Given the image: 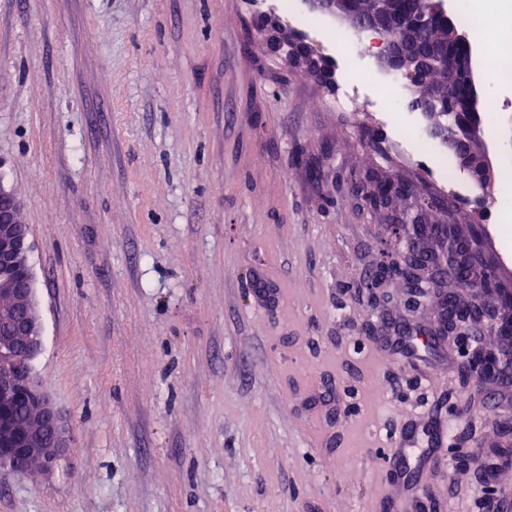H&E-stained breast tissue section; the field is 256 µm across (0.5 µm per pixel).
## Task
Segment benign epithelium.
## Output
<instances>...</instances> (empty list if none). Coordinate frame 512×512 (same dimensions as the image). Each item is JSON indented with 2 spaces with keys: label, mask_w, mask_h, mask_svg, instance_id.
<instances>
[{
  "label": "benign epithelium",
  "mask_w": 512,
  "mask_h": 512,
  "mask_svg": "<svg viewBox=\"0 0 512 512\" xmlns=\"http://www.w3.org/2000/svg\"><path fill=\"white\" fill-rule=\"evenodd\" d=\"M309 8L337 16L379 36L378 62L407 79L417 89L413 106L432 118L431 132L456 153L460 170L480 185L491 182L490 161L477 149L478 123L470 119L478 105L476 53L468 36L450 24L453 0H430L426 11L397 4V0H373L371 11L361 13L353 0H306ZM420 37L428 54L413 53L412 41ZM458 93L464 119L458 130L448 132L436 105L443 93ZM402 188L397 200L368 204L366 208L388 217L372 269L359 277V288L370 294L397 284L404 290L408 315L392 321L402 335L411 316L436 305L433 337L438 341L458 334L456 317L448 312V225L431 219L434 212L448 210V200L437 195L415 194L408 182L393 177ZM19 200L0 182V461L11 471L24 470L34 462L50 468L68 447V435L49 398L35 385L31 373L11 364L19 354L31 360L42 346V326L34 311V276L29 263V228L20 223ZM459 250L469 267L479 271L473 278V298L454 301L457 309L481 313V320L468 329L472 351L464 366L466 384L477 381L499 393L512 382V290L499 287V272L482 258L475 240L459 234ZM488 326L500 343L487 347L478 338V328Z\"/></svg>",
  "instance_id": "obj_1"
}]
</instances>
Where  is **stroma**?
<instances>
[{"label": "stroma", "mask_w": 512, "mask_h": 512, "mask_svg": "<svg viewBox=\"0 0 512 512\" xmlns=\"http://www.w3.org/2000/svg\"><path fill=\"white\" fill-rule=\"evenodd\" d=\"M251 0H0V182L30 231L43 345L34 377L71 442L54 471L0 469V512H412L484 488L442 448L392 485L410 416L506 447L512 401L463 387L462 339L417 364L362 330L355 292L380 218L337 192L374 171L437 192L440 153L403 159L382 110L336 111V75L284 66ZM512 284V237L456 202Z\"/></svg>", "instance_id": "stroma-1"}]
</instances>
